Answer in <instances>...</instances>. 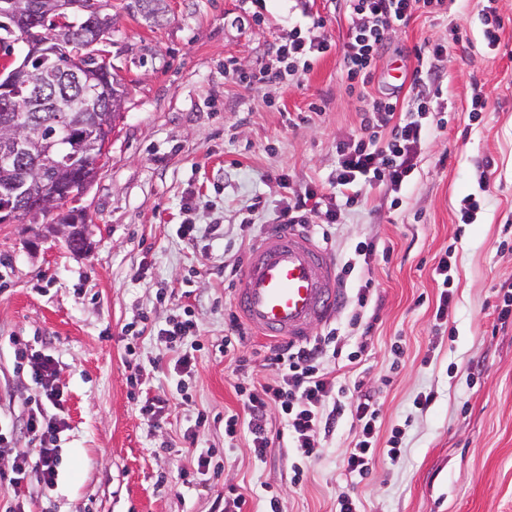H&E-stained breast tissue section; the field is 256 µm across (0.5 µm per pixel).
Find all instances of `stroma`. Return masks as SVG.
Returning <instances> with one entry per match:
<instances>
[{
    "instance_id": "35a3bbf8",
    "label": "stroma",
    "mask_w": 512,
    "mask_h": 512,
    "mask_svg": "<svg viewBox=\"0 0 512 512\" xmlns=\"http://www.w3.org/2000/svg\"><path fill=\"white\" fill-rule=\"evenodd\" d=\"M130 2L112 0V63L129 88L123 118L74 203L87 215L91 249L37 240L29 223L0 224V426L29 413L12 395L16 336L57 361L56 414L66 423L53 490L33 479L15 492L0 486V512H215L232 491L246 500L242 512H265L273 496L282 512H336L343 493L361 512H512V318L496 325L494 310L512 280V0H444L395 26L377 60L370 93L404 99L417 49L451 46L433 65L442 92L424 120L412 180L397 195L363 186L364 205L343 213L327 244L339 262L364 241L390 249L371 263L376 324L367 343L349 341L363 349L350 379L378 398L379 446L398 428L403 454L396 463L378 457L367 478L352 480L343 458L356 428L347 416L320 437L299 484L288 440L259 460L245 438L224 436L225 416L243 411L222 351L234 304L224 267L264 234L289 188L327 185L337 143L359 134L364 107L338 52L352 20L344 0H265L259 14L245 0H166V20L150 27ZM491 7L504 23L493 49L483 37ZM316 14L336 49L305 79L245 86L225 76L228 63L257 71ZM475 83L487 105L474 119ZM470 194L480 208L464 224ZM183 224L196 225V239L180 238ZM448 250L455 290L439 320L433 269ZM184 305L202 344L188 373L156 336ZM429 392L433 403L417 408ZM149 398L166 403L154 428L141 413ZM201 411L208 422L199 428ZM207 451L220 470L201 475L197 458ZM184 470L195 473L192 484H178Z\"/></svg>"
}]
</instances>
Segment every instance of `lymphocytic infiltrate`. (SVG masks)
Segmentation results:
<instances>
[{"label":"lymphocytic infiltrate","instance_id":"1","mask_svg":"<svg viewBox=\"0 0 512 512\" xmlns=\"http://www.w3.org/2000/svg\"><path fill=\"white\" fill-rule=\"evenodd\" d=\"M353 19L346 41L333 47L319 36L324 28L323 17L311 18L303 27L295 28L288 42L273 46L274 68L262 69L266 79L286 76L298 80L307 75L318 57L339 50L348 86L365 89L370 83L376 59L394 26L406 23L414 13L440 8L444 0H346ZM429 96L419 82H412L406 103L391 97H374L362 120L361 135L352 141L338 143L340 167L330 186L335 189L340 207L322 210V199L315 189L305 187L292 191L286 203L275 213L274 223L308 225L322 240H330L331 230L338 224L343 210L362 202V185H384L400 192L409 181L415 167L424 135L422 114L427 113ZM198 328L186 314L169 318L158 337L169 349L177 352L175 366L190 369L196 361L201 345L196 340ZM244 331L236 313H229L224 352L230 355L233 372L238 380L244 413L231 414L224 419V435L236 439L247 432L248 443L257 459H264L273 440L268 416L278 413L288 430V436L300 459L316 454L319 436L335 429L343 415H351L357 427V440L343 460L345 471L353 477L365 478L374 467L377 454H385L390 461L402 455L399 437H391L385 451H378V411L369 395L349 398L348 387L334 374L336 360L356 363L359 351L346 350L337 329L297 342H285L270 347L264 362L276 379L271 383L256 384L248 373L249 361L237 355L236 347ZM14 358L17 368L25 373L35 387L27 396L30 407L24 424L31 443L28 451L19 453L14 448L13 430L0 429V457L12 460L8 483L18 487L26 476H33L44 488L56 483L59 466L57 437L63 427L61 419L47 415V407H60L62 394L57 385L58 369L52 355L32 351L28 344L16 343Z\"/></svg>","mask_w":512,"mask_h":512}]
</instances>
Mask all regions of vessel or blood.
Masks as SVG:
<instances>
[{
    "label": "vessel or blood",
    "instance_id": "vessel-or-blood-1",
    "mask_svg": "<svg viewBox=\"0 0 512 512\" xmlns=\"http://www.w3.org/2000/svg\"><path fill=\"white\" fill-rule=\"evenodd\" d=\"M336 265L311 238L291 230L260 239L237 285L236 301L251 325L292 340L331 320L336 309Z\"/></svg>",
    "mask_w": 512,
    "mask_h": 512
}]
</instances>
